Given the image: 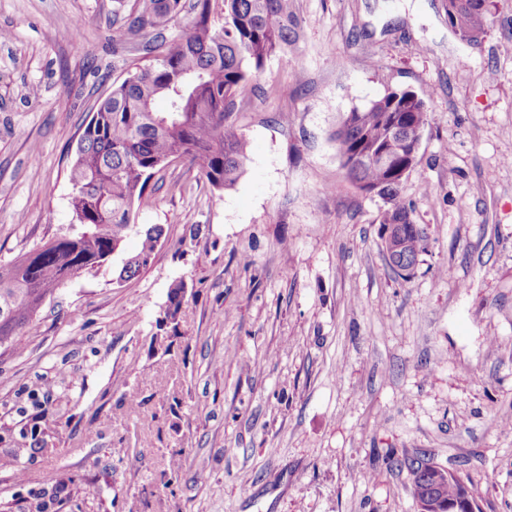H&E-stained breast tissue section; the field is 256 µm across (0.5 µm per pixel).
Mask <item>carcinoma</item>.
I'll return each mask as SVG.
<instances>
[{
	"label": "carcinoma",
	"instance_id": "cac0c4a2",
	"mask_svg": "<svg viewBox=\"0 0 512 512\" xmlns=\"http://www.w3.org/2000/svg\"><path fill=\"white\" fill-rule=\"evenodd\" d=\"M185 0H142L130 9L113 34L124 43L142 32L147 63L100 99L79 137L71 165L72 220L79 229L0 265V346L28 331L46 298L72 276L106 262L134 233L140 249L126 259L130 279L154 255L163 229L135 224L134 206L156 171L173 158L188 157L215 188L233 187L243 174L249 143L231 120L238 96L258 86L268 58L288 56L301 36L295 0H192L187 32L174 39L165 32ZM450 25L461 38L488 27L487 0H451ZM158 99L167 102L154 109ZM395 112L410 130L431 120L424 97L411 89H391L336 125V154L353 186H375L388 207L382 228L403 233V249L417 260L426 236L413 226L411 209L400 196L405 163L403 139L390 133ZM384 152L388 162L380 160ZM474 494L460 476L441 486L443 501Z\"/></svg>",
	"mask_w": 512,
	"mask_h": 512
}]
</instances>
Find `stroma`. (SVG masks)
I'll return each mask as SVG.
<instances>
[{"label": "stroma", "mask_w": 512, "mask_h": 512, "mask_svg": "<svg viewBox=\"0 0 512 512\" xmlns=\"http://www.w3.org/2000/svg\"><path fill=\"white\" fill-rule=\"evenodd\" d=\"M296 2L293 59L232 115L237 184L157 172L148 265L119 280L127 237L0 347V512H416L397 462L419 452L512 512V0L474 42L444 0ZM115 8L0 0V264L72 230L79 131L138 56ZM401 87L432 112L400 187L428 236L408 279L332 139Z\"/></svg>", "instance_id": "1"}]
</instances>
